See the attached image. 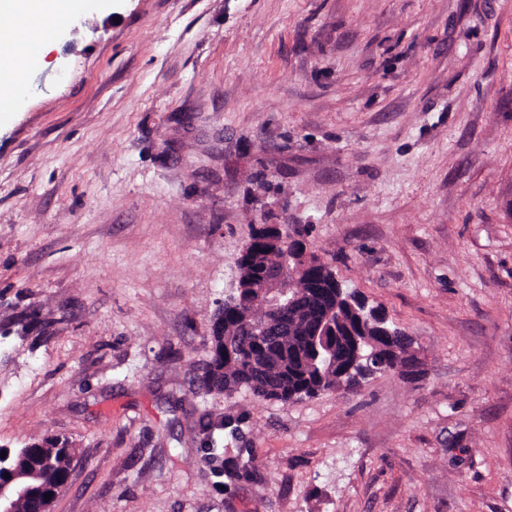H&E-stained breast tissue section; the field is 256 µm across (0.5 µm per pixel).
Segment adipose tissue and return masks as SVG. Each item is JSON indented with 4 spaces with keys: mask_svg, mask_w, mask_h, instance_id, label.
I'll return each instance as SVG.
<instances>
[{
    "mask_svg": "<svg viewBox=\"0 0 512 512\" xmlns=\"http://www.w3.org/2000/svg\"><path fill=\"white\" fill-rule=\"evenodd\" d=\"M87 7V0H0V103L16 104L19 67L42 63L58 22Z\"/></svg>",
    "mask_w": 512,
    "mask_h": 512,
    "instance_id": "adipose-tissue-1",
    "label": "adipose tissue"
}]
</instances>
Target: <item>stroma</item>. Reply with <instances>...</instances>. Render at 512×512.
Listing matches in <instances>:
<instances>
[{"mask_svg": "<svg viewBox=\"0 0 512 512\" xmlns=\"http://www.w3.org/2000/svg\"><path fill=\"white\" fill-rule=\"evenodd\" d=\"M18 78L0 448L74 444L51 512H512V0H109ZM261 224L419 372L201 391Z\"/></svg>", "mask_w": 512, "mask_h": 512, "instance_id": "obj_1", "label": "stroma"}]
</instances>
